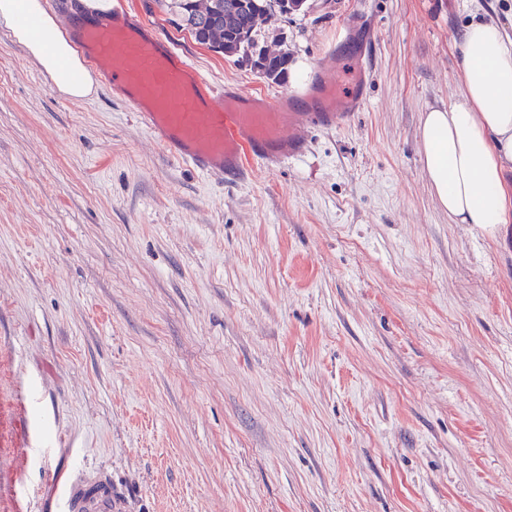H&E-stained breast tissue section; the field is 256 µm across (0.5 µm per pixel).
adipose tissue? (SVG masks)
<instances>
[{
    "label": "adipose tissue",
    "mask_w": 512,
    "mask_h": 512,
    "mask_svg": "<svg viewBox=\"0 0 512 512\" xmlns=\"http://www.w3.org/2000/svg\"><path fill=\"white\" fill-rule=\"evenodd\" d=\"M0 27L27 49L56 93L88 100L100 87L46 0H0ZM459 97L423 113V167L439 208L454 224L512 222V33L498 21L467 24L457 42Z\"/></svg>",
    "instance_id": "adipose-tissue-1"
}]
</instances>
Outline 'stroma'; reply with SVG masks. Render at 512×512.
Listing matches in <instances>:
<instances>
[{"mask_svg":"<svg viewBox=\"0 0 512 512\" xmlns=\"http://www.w3.org/2000/svg\"><path fill=\"white\" fill-rule=\"evenodd\" d=\"M120 2L213 88L362 58L369 97L233 186L0 28V512L94 468L126 512H512V224L449 223L418 136L512 0H308L257 36L282 83ZM288 62L289 56L287 52L274 49V55L265 65V71L262 75L275 83L284 82L288 74Z\"/></svg>","mask_w":512,"mask_h":512,"instance_id":"35a3bbf8","label":"stroma"}]
</instances>
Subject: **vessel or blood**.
Returning a JSON list of instances; mask_svg holds the SVG:
<instances>
[{"label": "vessel or blood", "instance_id": "b4317fda", "mask_svg": "<svg viewBox=\"0 0 512 512\" xmlns=\"http://www.w3.org/2000/svg\"><path fill=\"white\" fill-rule=\"evenodd\" d=\"M73 40L148 133L174 160L233 184L252 164L301 156L306 128L331 129L361 111L371 73L359 64L347 86L320 72L311 96L269 100L238 85L215 90L143 20L119 14L107 22L65 19ZM57 512H124L110 476L85 474L64 483Z\"/></svg>", "mask_w": 512, "mask_h": 512}]
</instances>
